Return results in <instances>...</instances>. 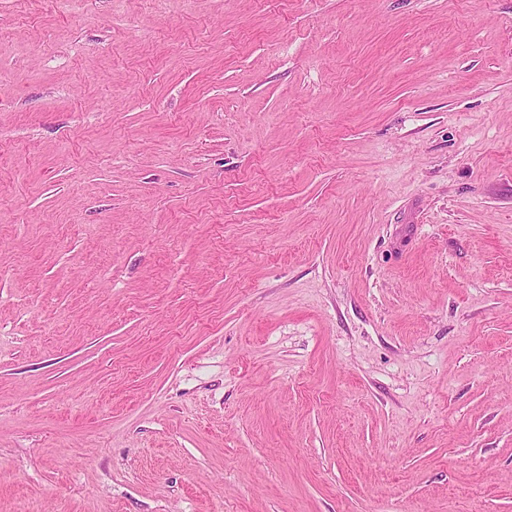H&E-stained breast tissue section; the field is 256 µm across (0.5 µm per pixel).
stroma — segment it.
<instances>
[{
	"instance_id": "35a3bbf8",
	"label": "stroma",
	"mask_w": 512,
	"mask_h": 512,
	"mask_svg": "<svg viewBox=\"0 0 512 512\" xmlns=\"http://www.w3.org/2000/svg\"><path fill=\"white\" fill-rule=\"evenodd\" d=\"M0 512H512V0H0Z\"/></svg>"
}]
</instances>
